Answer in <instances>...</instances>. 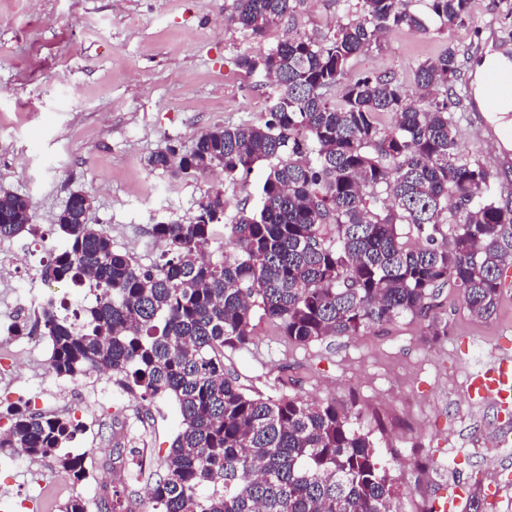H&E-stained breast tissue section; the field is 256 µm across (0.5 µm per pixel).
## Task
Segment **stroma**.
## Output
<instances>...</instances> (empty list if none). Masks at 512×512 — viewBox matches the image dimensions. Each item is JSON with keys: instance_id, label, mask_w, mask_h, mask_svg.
Masks as SVG:
<instances>
[{"instance_id": "35a3bbf8", "label": "stroma", "mask_w": 512, "mask_h": 512, "mask_svg": "<svg viewBox=\"0 0 512 512\" xmlns=\"http://www.w3.org/2000/svg\"><path fill=\"white\" fill-rule=\"evenodd\" d=\"M344 16L340 0H305L298 26L321 36ZM224 0H0V189L26 196L37 235L0 240V327L42 294L41 270L63 246L58 213L76 191L89 193L91 223L115 248L149 267L164 249L152 224L185 221L215 191L228 213L253 208L268 168L254 165L243 187L204 175L175 178L149 171L147 155L189 151L204 132L264 122L274 93L263 75L238 69L240 55L267 52L287 23L253 38L224 24ZM512 43V0H471L468 28L447 33L403 29L359 59L360 71L395 77L412 88V72L447 43L470 50L484 27ZM457 137L465 153L512 189V163L461 113ZM435 315L451 331L432 340L421 319H402L350 337L306 346L286 342L255 320L249 348L225 350L224 371L252 395L356 400L359 423L372 431L399 489L401 512L424 499L479 488L484 512H512V416L470 398L467 381L502 354L512 355V291L494 313L472 317L461 296L442 288ZM50 349L39 334L0 341V432L8 406L45 416L70 415L82 432L68 444L85 455L78 482L53 460L0 455V504L10 512H60L67 498L94 501L110 484L114 416L136 427V445L163 460L181 417L173 399L141 403L105 376L76 381L48 371Z\"/></svg>"}]
</instances>
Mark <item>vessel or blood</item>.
Listing matches in <instances>:
<instances>
[{
  "instance_id": "obj_1",
  "label": "vessel or blood",
  "mask_w": 512,
  "mask_h": 512,
  "mask_svg": "<svg viewBox=\"0 0 512 512\" xmlns=\"http://www.w3.org/2000/svg\"><path fill=\"white\" fill-rule=\"evenodd\" d=\"M476 69L466 79L467 109L474 112L488 137L501 141L502 127L493 117L512 103V44L500 41L488 32L475 49ZM471 398L512 406V356L504 354L487 368L477 372L469 385Z\"/></svg>"
}]
</instances>
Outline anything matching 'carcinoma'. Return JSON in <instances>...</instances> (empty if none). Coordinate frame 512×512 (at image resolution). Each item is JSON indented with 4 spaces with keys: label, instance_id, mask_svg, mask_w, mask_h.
<instances>
[{
    "label": "carcinoma",
    "instance_id": "obj_1",
    "mask_svg": "<svg viewBox=\"0 0 512 512\" xmlns=\"http://www.w3.org/2000/svg\"><path fill=\"white\" fill-rule=\"evenodd\" d=\"M302 2L225 0L224 18L261 37ZM341 2L346 21L333 32L292 27L267 53L239 57L278 88L263 123L209 130L189 152L145 159L175 178L220 169L233 185L267 163L256 208L224 224V255L205 249L223 224L222 192L187 221L152 226L165 250L148 268L113 250L76 195L56 219L65 246L42 276L85 287L94 302L69 315L49 300L12 325L14 336L48 338L58 378L107 374L142 402H177L181 431L160 471L139 470L150 512H399L379 444L352 408L251 395L224 373V349L252 342L257 305L287 342L307 345L426 317L447 285L479 318L501 297L512 200L456 139L460 50L450 43L418 65V102L394 77L355 68L391 31L466 27L470 0ZM24 232L33 233L29 199L0 197V239ZM10 414L0 452L87 478L84 457L59 454L82 424L20 406Z\"/></svg>",
    "mask_w": 512,
    "mask_h": 512
}]
</instances>
